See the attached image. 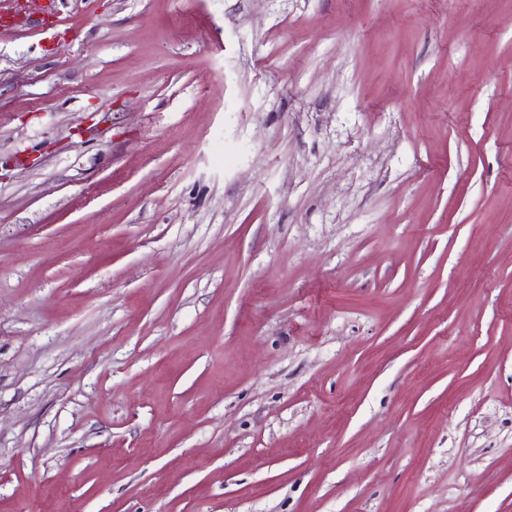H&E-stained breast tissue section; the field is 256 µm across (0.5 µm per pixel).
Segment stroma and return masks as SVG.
I'll return each mask as SVG.
<instances>
[{
  "mask_svg": "<svg viewBox=\"0 0 512 512\" xmlns=\"http://www.w3.org/2000/svg\"><path fill=\"white\" fill-rule=\"evenodd\" d=\"M0 0V512H512V0Z\"/></svg>",
  "mask_w": 512,
  "mask_h": 512,
  "instance_id": "1",
  "label": "stroma"
}]
</instances>
